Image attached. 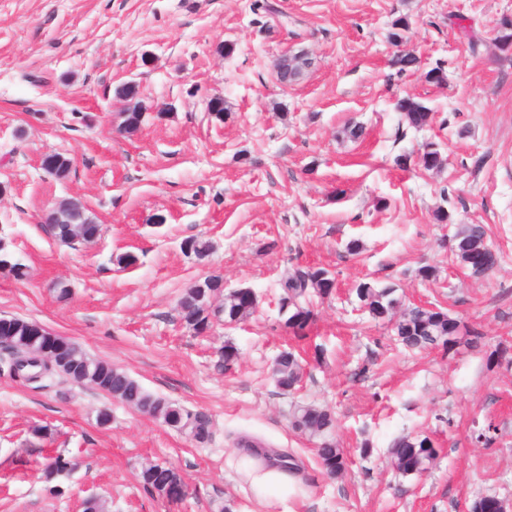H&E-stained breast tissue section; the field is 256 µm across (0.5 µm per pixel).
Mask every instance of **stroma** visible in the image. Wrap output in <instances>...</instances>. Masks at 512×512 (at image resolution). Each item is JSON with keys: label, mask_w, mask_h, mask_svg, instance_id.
Returning a JSON list of instances; mask_svg holds the SVG:
<instances>
[{"label": "stroma", "mask_w": 512, "mask_h": 512, "mask_svg": "<svg viewBox=\"0 0 512 512\" xmlns=\"http://www.w3.org/2000/svg\"><path fill=\"white\" fill-rule=\"evenodd\" d=\"M506 15L512 0H0V240L28 272L0 270V317L38 322L213 420L198 445L92 387L22 384L0 352V512H82L88 498L107 512L227 502L233 512H470L485 496L512 501V52L494 41ZM400 16L402 47L442 66L444 84L393 67L388 33ZM296 54L309 64L281 84L277 64ZM127 83L143 108L132 133L115 95ZM408 94L431 110L429 125L400 127L394 102ZM354 125L364 138L347 135ZM429 142L441 169L418 163ZM49 154L70 159L66 178L44 169ZM68 199L100 224L93 241L60 243L43 223ZM440 208L447 223L434 218ZM461 224L486 225L502 257L488 275L454 261L448 239ZM189 237L209 252H185ZM353 239L360 254L346 250ZM127 253L135 265L119 264ZM426 265L435 278L419 276ZM298 266L326 268L336 283L313 298L299 337L278 304ZM210 276L253 290L257 307L198 334L177 304ZM360 280L393 282L403 306L447 309L483 338L474 349H405L359 311ZM227 343L238 357L220 371ZM289 349L307 367L286 394L270 368ZM304 404L332 410L341 475L292 430ZM408 433L429 436L438 455L405 476L388 450ZM237 435L294 454L303 480L287 499L262 507ZM59 453L75 465L47 477ZM149 461L181 472V503L138 483Z\"/></svg>", "instance_id": "obj_1"}]
</instances>
